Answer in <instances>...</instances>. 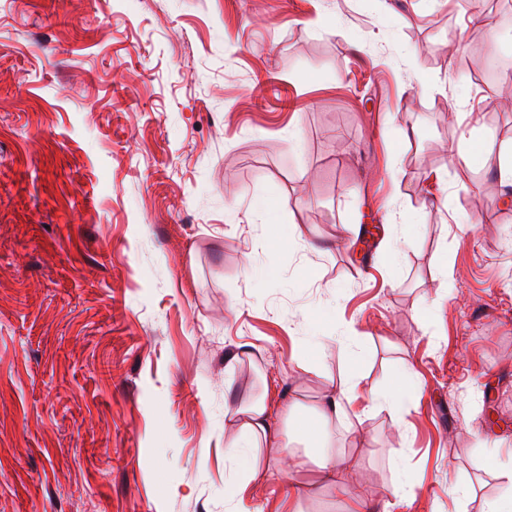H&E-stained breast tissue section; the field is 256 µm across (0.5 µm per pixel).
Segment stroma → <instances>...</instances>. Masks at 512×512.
<instances>
[{
  "instance_id": "obj_1",
  "label": "stroma",
  "mask_w": 512,
  "mask_h": 512,
  "mask_svg": "<svg viewBox=\"0 0 512 512\" xmlns=\"http://www.w3.org/2000/svg\"><path fill=\"white\" fill-rule=\"evenodd\" d=\"M484 7L0 0V512H226L230 410L352 372L370 498L512 487V67H480L512 0Z\"/></svg>"
}]
</instances>
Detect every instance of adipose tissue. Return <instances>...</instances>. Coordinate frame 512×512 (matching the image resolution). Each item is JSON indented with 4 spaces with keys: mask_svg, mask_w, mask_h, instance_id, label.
Masks as SVG:
<instances>
[{
    "mask_svg": "<svg viewBox=\"0 0 512 512\" xmlns=\"http://www.w3.org/2000/svg\"><path fill=\"white\" fill-rule=\"evenodd\" d=\"M359 384L358 376L345 378L328 400L313 407L308 417L301 416L300 401H291L288 413L297 420L295 436L291 439L283 437L275 426L264 400L252 401L232 411V418L241 423V434L236 445L225 449L224 456L242 476L241 481L230 484L225 496L234 512H245L246 486L272 472L288 487L282 512H302V502L316 487L332 491L344 502L345 512H379V505L350 478L356 462L338 454L333 446L336 424L346 415L344 402L356 395ZM311 465L316 467L318 478L313 488L294 477L295 472Z\"/></svg>",
    "mask_w": 512,
    "mask_h": 512,
    "instance_id": "obj_1",
    "label": "adipose tissue"
}]
</instances>
